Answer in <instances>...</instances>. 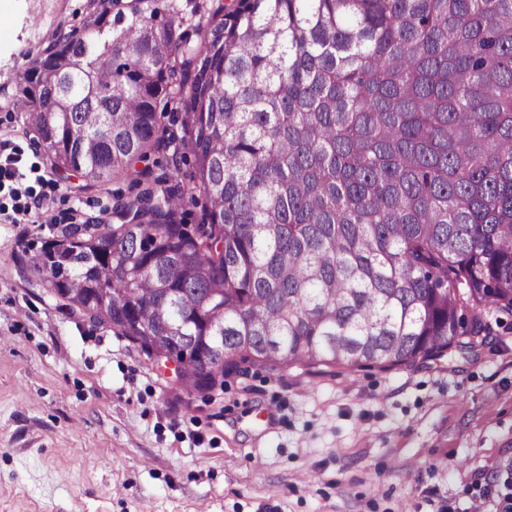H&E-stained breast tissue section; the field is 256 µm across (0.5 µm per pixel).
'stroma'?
Returning <instances> with one entry per match:
<instances>
[{"mask_svg": "<svg viewBox=\"0 0 512 512\" xmlns=\"http://www.w3.org/2000/svg\"><path fill=\"white\" fill-rule=\"evenodd\" d=\"M88 0H0V512H467L512 480V315L475 354L414 367L251 366L209 394L17 273L111 209L35 150L16 110L37 51Z\"/></svg>", "mask_w": 512, "mask_h": 512, "instance_id": "1", "label": "stroma"}]
</instances>
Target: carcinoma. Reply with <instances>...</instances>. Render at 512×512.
Instances as JSON below:
<instances>
[{
    "label": "carcinoma",
    "mask_w": 512,
    "mask_h": 512,
    "mask_svg": "<svg viewBox=\"0 0 512 512\" xmlns=\"http://www.w3.org/2000/svg\"><path fill=\"white\" fill-rule=\"evenodd\" d=\"M193 12L189 28L161 0H89L35 55L18 101L51 170L129 189L19 271L175 361L189 395L247 364L474 351L486 311L512 314V0Z\"/></svg>",
    "instance_id": "obj_1"
}]
</instances>
